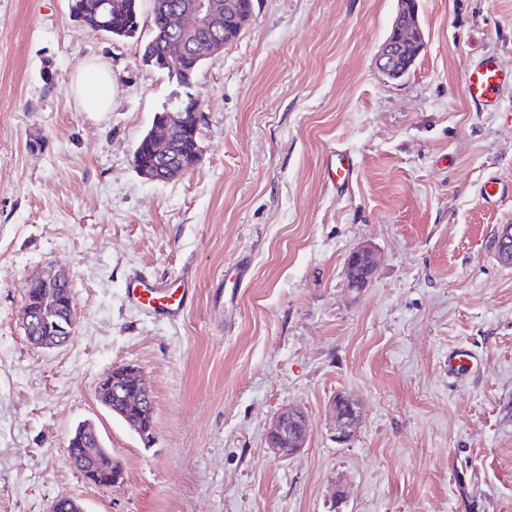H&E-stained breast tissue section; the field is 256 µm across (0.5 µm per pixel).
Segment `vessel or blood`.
<instances>
[{"instance_id": "1", "label": "vessel or blood", "mask_w": 512, "mask_h": 512, "mask_svg": "<svg viewBox=\"0 0 512 512\" xmlns=\"http://www.w3.org/2000/svg\"><path fill=\"white\" fill-rule=\"evenodd\" d=\"M512 84V71L502 70L491 57L471 67L463 82L465 96L474 104L488 109L498 106L502 89ZM327 175L336 189H344L354 175V164L349 155L336 152L326 159ZM128 304L156 316L172 321L180 319L189 304V288H171L167 278L141 271L132 272L125 283ZM478 367L476 356L463 347L448 352V374L463 379Z\"/></svg>"}]
</instances>
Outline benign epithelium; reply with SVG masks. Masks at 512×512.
I'll return each instance as SVG.
<instances>
[{
    "label": "benign epithelium",
    "instance_id": "obj_1",
    "mask_svg": "<svg viewBox=\"0 0 512 512\" xmlns=\"http://www.w3.org/2000/svg\"><path fill=\"white\" fill-rule=\"evenodd\" d=\"M418 0H399L390 34L377 55L376 68L383 77H399L407 72L426 47L418 24ZM251 17V11L236 12L227 16L221 0H182L169 17V26L181 39L170 49L166 62L179 67L188 57L213 58L224 49L225 37L238 35ZM200 112L198 99L188 98L184 107L158 115L144 139L149 150L166 147L174 134L194 127L191 120ZM200 154L188 157L167 151L161 156L159 172L178 176L194 168ZM358 265L369 269L374 265L367 249L353 251L347 257V268ZM70 284L66 270L54 269L41 275L25 297L23 329L28 340L37 347L54 348L64 345L74 334L76 314L73 296L65 292ZM97 393L115 396L137 416H144L150 402L149 389L138 370L132 365L113 368L96 387ZM333 437L338 444H345L354 437L360 422V413L347 395L338 393L331 403ZM295 428V438L290 448L269 447L276 457L287 459L305 445L307 425L298 420L297 410L290 409L277 416L269 433L288 438L289 427Z\"/></svg>",
    "mask_w": 512,
    "mask_h": 512
}]
</instances>
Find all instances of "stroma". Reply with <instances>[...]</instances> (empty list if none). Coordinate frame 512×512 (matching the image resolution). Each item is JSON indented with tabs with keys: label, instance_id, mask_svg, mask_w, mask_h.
<instances>
[{
	"label": "stroma",
	"instance_id": "35a3bbf8",
	"mask_svg": "<svg viewBox=\"0 0 512 512\" xmlns=\"http://www.w3.org/2000/svg\"><path fill=\"white\" fill-rule=\"evenodd\" d=\"M397 0H252L208 61L201 160L167 183L133 151L179 93L136 38L82 26L69 0H0V512H502L512 504V85L496 110L464 96L486 56L512 68V0H419L426 51L404 79L375 61ZM112 75V106L86 112L84 62ZM352 156L353 182L325 159ZM496 197L481 196L486 179ZM374 251L350 290L346 258ZM247 262L243 285L228 276ZM70 274L75 333L33 347L21 327L35 272ZM189 277L176 322L130 308L128 274ZM477 371L448 374V352ZM132 365L154 401L152 440L103 407L98 381ZM361 421L333 438L336 394ZM294 406L305 447L266 450ZM120 469L101 488L66 464L79 423ZM325 169L336 191H342L352 181L354 175V164L351 157L340 151L327 157ZM478 367L476 356L464 347L454 348L448 352V374L451 377L464 379Z\"/></svg>",
	"mask_w": 512,
	"mask_h": 512
}]
</instances>
